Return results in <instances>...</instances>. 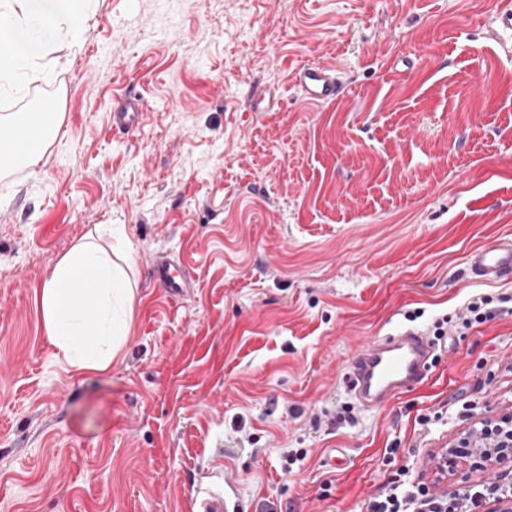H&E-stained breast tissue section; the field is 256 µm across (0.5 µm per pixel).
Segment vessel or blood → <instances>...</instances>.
Returning a JSON list of instances; mask_svg holds the SVG:
<instances>
[{
	"mask_svg": "<svg viewBox=\"0 0 512 512\" xmlns=\"http://www.w3.org/2000/svg\"><path fill=\"white\" fill-rule=\"evenodd\" d=\"M292 81L311 104L336 101L343 86L336 72L323 65H306L295 70ZM147 119L141 97L128 96L112 113V127L124 134L141 128ZM472 276L497 281L512 276V238H501L489 247L468 255ZM155 278L166 294L174 299L187 296L192 279L185 269L173 266L164 257L153 265ZM435 343L425 333L407 331L396 336H378L355 351L347 364L349 388L363 409L378 408L400 390L419 384L434 353Z\"/></svg>",
	"mask_w": 512,
	"mask_h": 512,
	"instance_id": "vessel-or-blood-1",
	"label": "vessel or blood"
}]
</instances>
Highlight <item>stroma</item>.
I'll list each match as a JSON object with an SVG mask.
<instances>
[{
	"label": "stroma",
	"mask_w": 512,
	"mask_h": 512,
	"mask_svg": "<svg viewBox=\"0 0 512 512\" xmlns=\"http://www.w3.org/2000/svg\"><path fill=\"white\" fill-rule=\"evenodd\" d=\"M507 0H96L49 76L0 115L54 102L37 167L0 174V512H366L398 469L437 494L475 416L512 410V310L459 324L467 257L512 236ZM345 88L308 105L289 76ZM149 116L112 129L128 89ZM275 111H253L264 91ZM129 247L120 360L63 366L41 288L87 236ZM180 260L183 299L153 261ZM444 321L425 381L369 412L345 364L366 340ZM304 458L287 464L288 451ZM331 484L322 497L323 484ZM292 82L311 104L322 105L336 101L343 86L336 72L323 65H306L295 70ZM154 275L160 288L173 299H182L193 288L192 279L185 269L172 266L163 256H158L153 265Z\"/></svg>",
	"instance_id": "stroma-1"
}]
</instances>
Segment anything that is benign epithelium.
<instances>
[{"mask_svg":"<svg viewBox=\"0 0 512 512\" xmlns=\"http://www.w3.org/2000/svg\"><path fill=\"white\" fill-rule=\"evenodd\" d=\"M477 424L479 427L472 434L460 436L452 449L441 456L438 470L454 472L461 464L489 473L506 467L512 469V412L479 418Z\"/></svg>","mask_w":512,"mask_h":512,"instance_id":"7a95c632","label":"benign epithelium"}]
</instances>
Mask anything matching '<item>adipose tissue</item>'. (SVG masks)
Instances as JSON below:
<instances>
[{"label":"adipose tissue","mask_w":512,"mask_h":512,"mask_svg":"<svg viewBox=\"0 0 512 512\" xmlns=\"http://www.w3.org/2000/svg\"><path fill=\"white\" fill-rule=\"evenodd\" d=\"M92 0H0V91L21 93L62 39L81 38ZM58 130L30 113L0 121L14 133L10 153L41 159ZM128 253L83 242L52 269L41 290L45 335L58 358L77 371L102 372L115 363L133 328L136 288Z\"/></svg>","instance_id":"adipose-tissue-1"}]
</instances>
